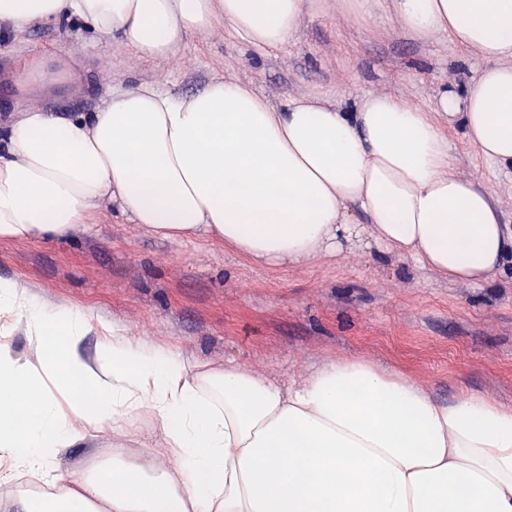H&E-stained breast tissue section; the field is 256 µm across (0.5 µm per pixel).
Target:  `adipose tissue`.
Listing matches in <instances>:
<instances>
[{
  "label": "adipose tissue",
  "instance_id": "1",
  "mask_svg": "<svg viewBox=\"0 0 512 512\" xmlns=\"http://www.w3.org/2000/svg\"><path fill=\"white\" fill-rule=\"evenodd\" d=\"M317 0H0V24L90 25L163 60L188 31L227 25L277 48ZM403 30L452 34L486 65L434 113L369 94L344 112L312 99L273 107L235 79L183 97L146 82L93 111L35 106L0 125V239L67 238L104 202L166 238L207 235L270 264L300 266L367 238L448 279L494 281L512 234L491 194L451 169L434 119L462 123L484 159L512 167V0H387ZM368 218L365 228L354 211ZM35 346L14 355L7 323ZM62 326L64 346L45 336ZM0 278V488L22 475L20 512H512V407L467 393L443 404L364 359L325 362L285 387L103 327ZM93 394L64 414L73 379ZM148 422L175 466L125 449L71 481L60 449L88 431Z\"/></svg>",
  "mask_w": 512,
  "mask_h": 512
}]
</instances>
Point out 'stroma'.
<instances>
[{
    "mask_svg": "<svg viewBox=\"0 0 512 512\" xmlns=\"http://www.w3.org/2000/svg\"><path fill=\"white\" fill-rule=\"evenodd\" d=\"M36 56L65 59L82 73V86L24 93L6 80ZM484 65L448 35L406 34L378 0H369L360 22L344 19L341 0H321L276 49L251 45L219 22L183 34L175 52L155 62L117 37L36 24L21 34L0 30V122L35 105L90 112L112 91L143 82L193 95L223 77L251 84L275 107L313 96L347 111L379 93L428 112L442 89L462 91ZM443 133L454 173L492 193L511 232L512 167L481 158L458 120ZM91 222V230L62 240H0L1 278L91 317L87 356L98 350V323H114L194 362L239 366L286 386L321 363L365 358L445 404L478 392L512 406L511 263L476 287L382 256L373 245L288 267L255 263L206 237L155 235L109 203ZM113 445L111 432L87 435L60 450L58 470L71 478Z\"/></svg>",
    "mask_w": 512,
    "mask_h": 512,
    "instance_id": "1",
    "label": "stroma"
}]
</instances>
